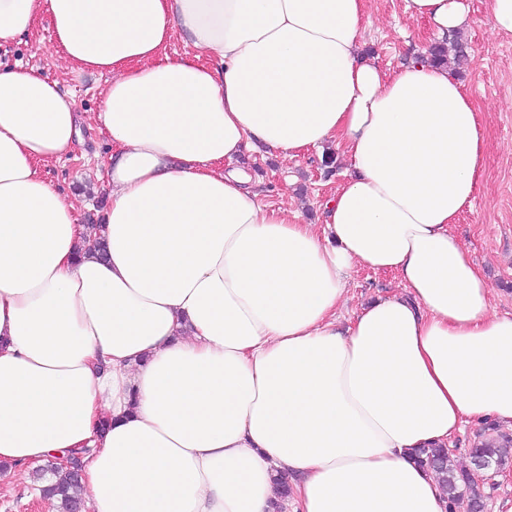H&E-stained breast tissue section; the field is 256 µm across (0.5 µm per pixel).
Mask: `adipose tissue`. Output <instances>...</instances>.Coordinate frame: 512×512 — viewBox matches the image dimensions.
Listing matches in <instances>:
<instances>
[{"mask_svg":"<svg viewBox=\"0 0 512 512\" xmlns=\"http://www.w3.org/2000/svg\"><path fill=\"white\" fill-rule=\"evenodd\" d=\"M452 37L465 0H406ZM364 0H0V46L47 23L109 75L105 253L44 175L74 99L0 66V462L87 450L94 512H447L416 449L512 428V317L453 232L483 160L448 68L360 53ZM185 50L169 51L172 41ZM335 145L324 221L237 168ZM407 295L341 324L350 273ZM290 480L278 497L277 481Z\"/></svg>","mask_w":512,"mask_h":512,"instance_id":"obj_1","label":"adipose tissue"}]
</instances>
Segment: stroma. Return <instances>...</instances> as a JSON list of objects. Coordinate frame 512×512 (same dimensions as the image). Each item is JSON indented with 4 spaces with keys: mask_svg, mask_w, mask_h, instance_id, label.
<instances>
[{
    "mask_svg": "<svg viewBox=\"0 0 512 512\" xmlns=\"http://www.w3.org/2000/svg\"><path fill=\"white\" fill-rule=\"evenodd\" d=\"M470 20L461 36L467 43L463 61L448 68L471 98L485 141L483 168L473 204L454 227L493 291L492 310L512 315V37L498 34L487 18L486 0H466ZM363 52L383 69L399 70L410 58L437 43L429 21L414 18L405 0H365L362 24ZM0 60L40 67L68 91L82 114V135L74 154L46 166L45 176L76 204L82 224H96L108 205L105 184L111 149L97 120L105 75L77 74L53 46L47 24H40L21 43L0 47ZM309 150L298 158L282 160L256 148L241 162L251 173L255 188L267 202L298 208L305 223H322V207L343 180L345 161L325 168L322 155ZM392 273L358 267L349 282V297L342 318L380 297L402 292ZM0 512H57L52 502L41 500L35 476L0 474Z\"/></svg>",
    "mask_w": 512,
    "mask_h": 512,
    "instance_id": "obj_1",
    "label": "stroma"
}]
</instances>
